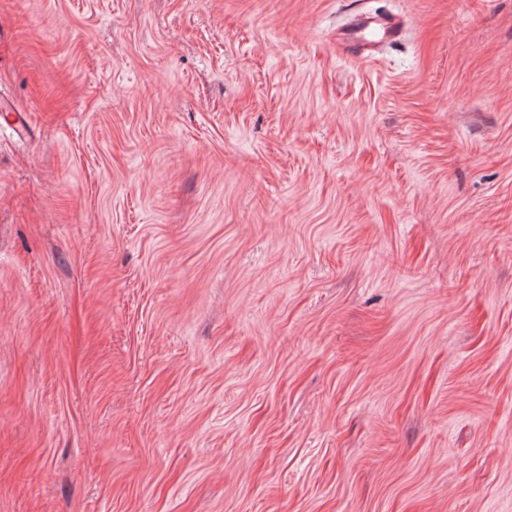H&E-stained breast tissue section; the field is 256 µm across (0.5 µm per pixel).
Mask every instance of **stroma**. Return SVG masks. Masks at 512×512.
Here are the masks:
<instances>
[{
    "instance_id": "1",
    "label": "stroma",
    "mask_w": 512,
    "mask_h": 512,
    "mask_svg": "<svg viewBox=\"0 0 512 512\" xmlns=\"http://www.w3.org/2000/svg\"><path fill=\"white\" fill-rule=\"evenodd\" d=\"M2 100L0 512H512V0H0ZM401 35V28L394 20L364 15L348 29L346 40L354 46V53L366 56L376 46L397 43Z\"/></svg>"
}]
</instances>
